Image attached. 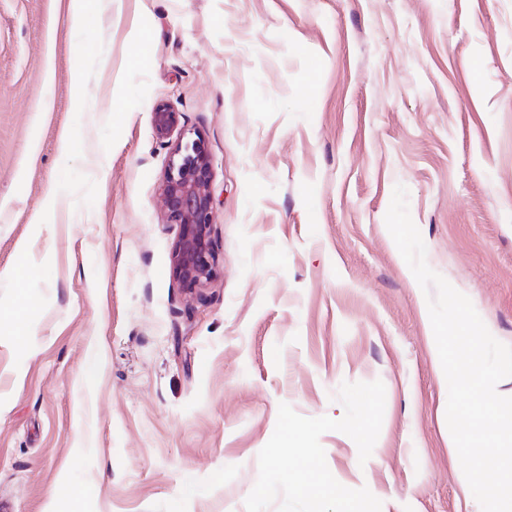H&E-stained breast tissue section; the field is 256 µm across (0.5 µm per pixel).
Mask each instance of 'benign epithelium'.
Listing matches in <instances>:
<instances>
[{"instance_id": "benign-epithelium-1", "label": "benign epithelium", "mask_w": 512, "mask_h": 512, "mask_svg": "<svg viewBox=\"0 0 512 512\" xmlns=\"http://www.w3.org/2000/svg\"><path fill=\"white\" fill-rule=\"evenodd\" d=\"M157 134L167 137L177 124L176 113L164 105L153 112ZM211 158L198 137L176 145L164 176L162 194L168 221L179 227L171 252L174 275L186 288H199L212 276Z\"/></svg>"}]
</instances>
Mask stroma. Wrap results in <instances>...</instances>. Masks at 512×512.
<instances>
[{"label":"stroma","mask_w":512,"mask_h":512,"mask_svg":"<svg viewBox=\"0 0 512 512\" xmlns=\"http://www.w3.org/2000/svg\"><path fill=\"white\" fill-rule=\"evenodd\" d=\"M0 0V512H246L280 404L381 380L382 512H481L426 297L386 223L512 346V0ZM177 114L168 138L151 116ZM69 140H62V133ZM211 158L213 274L171 269L162 185ZM66 184L59 207L49 192ZM74 491L55 499L59 482Z\"/></svg>","instance_id":"1"}]
</instances>
